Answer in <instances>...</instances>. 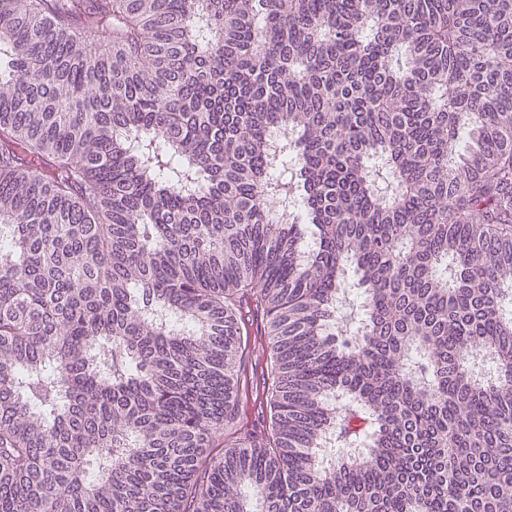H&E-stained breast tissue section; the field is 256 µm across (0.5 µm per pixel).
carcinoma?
Masks as SVG:
<instances>
[{
    "mask_svg": "<svg viewBox=\"0 0 512 512\" xmlns=\"http://www.w3.org/2000/svg\"><path fill=\"white\" fill-rule=\"evenodd\" d=\"M0 512H512V0H0Z\"/></svg>",
    "mask_w": 512,
    "mask_h": 512,
    "instance_id": "1",
    "label": "carcinoma"
}]
</instances>
